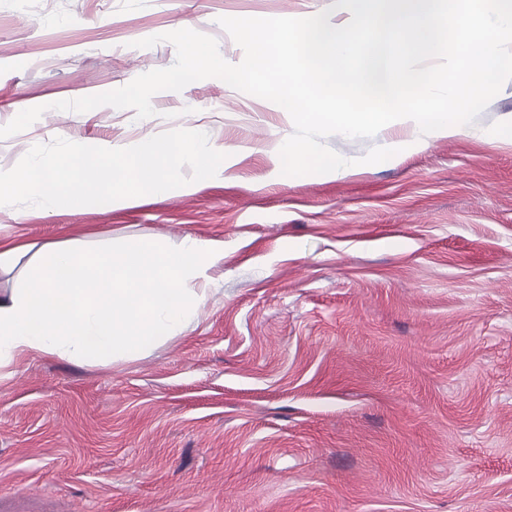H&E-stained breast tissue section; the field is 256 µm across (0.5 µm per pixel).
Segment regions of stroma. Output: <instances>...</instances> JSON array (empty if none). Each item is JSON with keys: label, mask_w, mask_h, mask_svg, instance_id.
<instances>
[{"label": "stroma", "mask_w": 512, "mask_h": 512, "mask_svg": "<svg viewBox=\"0 0 512 512\" xmlns=\"http://www.w3.org/2000/svg\"><path fill=\"white\" fill-rule=\"evenodd\" d=\"M330 0H0V171L61 137L127 148L188 129L225 154L212 181L85 206H0L9 296L47 242L222 243L185 329L111 364L30 354L0 367V512H512V87L457 135L346 178L286 176L294 131L217 78L155 116L48 104L174 64L137 40L177 29L244 53L222 17ZM397 121L332 135L353 159L412 141Z\"/></svg>", "instance_id": "obj_1"}]
</instances>
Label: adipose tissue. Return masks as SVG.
I'll return each instance as SVG.
<instances>
[{"instance_id":"adipose-tissue-1","label":"adipose tissue","mask_w":512,"mask_h":512,"mask_svg":"<svg viewBox=\"0 0 512 512\" xmlns=\"http://www.w3.org/2000/svg\"><path fill=\"white\" fill-rule=\"evenodd\" d=\"M216 243L185 238L173 249L131 241L91 256L49 242L19 288L0 298V362L29 352L87 364L138 355L182 332L201 300Z\"/></svg>"}]
</instances>
